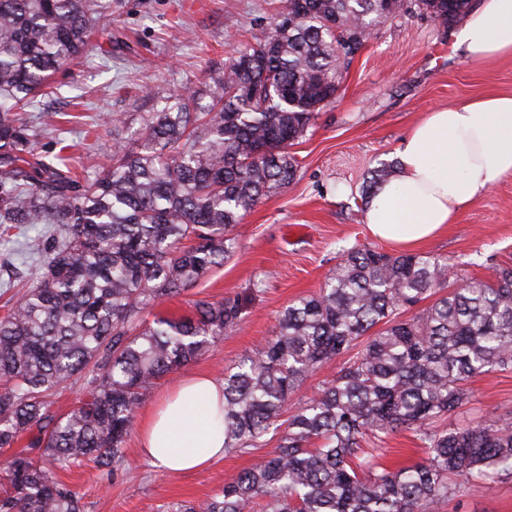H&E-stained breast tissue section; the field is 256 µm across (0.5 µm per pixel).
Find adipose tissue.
Segmentation results:
<instances>
[{"label":"adipose tissue","mask_w":512,"mask_h":512,"mask_svg":"<svg viewBox=\"0 0 512 512\" xmlns=\"http://www.w3.org/2000/svg\"><path fill=\"white\" fill-rule=\"evenodd\" d=\"M467 60L512 55V0H482L457 42ZM396 177L364 211L377 239L413 249L455 223L483 192L512 177V94H492L436 108L397 149ZM141 452L167 472L204 467L224 455V383L182 381L142 424Z\"/></svg>","instance_id":"obj_1"}]
</instances>
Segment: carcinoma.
Here are the masks:
<instances>
[{"instance_id": "carcinoma-1", "label": "carcinoma", "mask_w": 512, "mask_h": 512, "mask_svg": "<svg viewBox=\"0 0 512 512\" xmlns=\"http://www.w3.org/2000/svg\"><path fill=\"white\" fill-rule=\"evenodd\" d=\"M472 0H285L270 31L224 62L208 95L156 99L101 170L41 155L37 96L84 55L112 0H0V243L23 238L42 272L0 316V512H82L57 472L118 470L149 388L244 319L239 297L190 316L145 311L224 262L232 228L297 173L289 152L339 91L370 31L414 11L449 28ZM38 112L36 122L21 113ZM395 165L369 171L362 205ZM39 224L53 235H29ZM433 302L423 308L428 298ZM347 356L314 394L303 383ZM512 367V266L448 290V259L354 248L319 292L289 303L274 336L224 371V449L272 451L201 504L164 512H431L512 477V425H444L467 382ZM89 376L62 415L50 397ZM287 425L280 428L283 414ZM400 429L425 457L391 469L375 448Z\"/></svg>"}]
</instances>
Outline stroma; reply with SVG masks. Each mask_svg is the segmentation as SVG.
<instances>
[{
    "label": "stroma",
    "mask_w": 512,
    "mask_h": 512,
    "mask_svg": "<svg viewBox=\"0 0 512 512\" xmlns=\"http://www.w3.org/2000/svg\"><path fill=\"white\" fill-rule=\"evenodd\" d=\"M282 6V0H112L111 21L82 59L57 74L42 99L55 114V127L41 138L40 151L58 152L55 129L61 126L77 171L98 169L111 155L113 139L129 136L138 114L153 110L154 96L208 89L231 53L268 33ZM457 33L418 13L374 31L344 74L336 99L291 147L298 163L294 181L234 227L237 248L224 265L154 306V313L180 317L190 314L197 298L218 301L247 293L253 283L262 285L241 328L158 380L139 415L149 413L184 377L221 376L261 349L280 312L294 299L316 293L344 250L390 251L364 222L360 191L368 171L394 161L402 139L432 109L512 93V56L466 60L453 48ZM146 86L153 97L144 96ZM120 113L124 124L113 126L112 115ZM421 251L447 258L452 288L486 275L489 267L512 264V178L465 206L455 224ZM40 272L38 257L15 243L0 245V284L16 280L0 295V314ZM468 389L469 403L449 416V426L512 422V369L473 378ZM139 435L135 428L127 436L126 460L118 471L88 462L59 472L80 497L83 512H160L169 502H202L262 455L258 449L228 453L198 471L165 473L142 459ZM436 512H512V478L462 492Z\"/></svg>",
    "instance_id": "1"
}]
</instances>
